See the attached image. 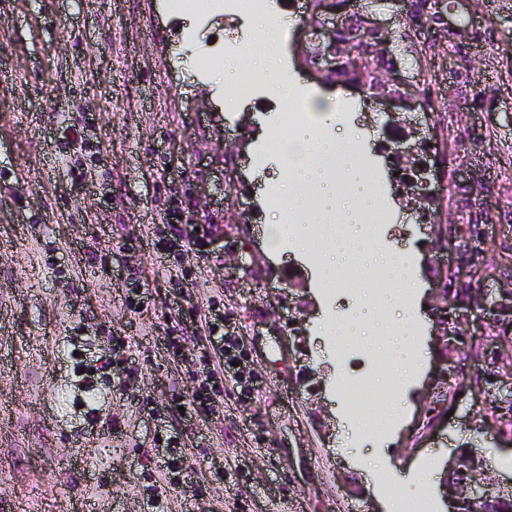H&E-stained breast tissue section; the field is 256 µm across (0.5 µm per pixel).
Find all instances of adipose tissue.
<instances>
[{
	"mask_svg": "<svg viewBox=\"0 0 512 512\" xmlns=\"http://www.w3.org/2000/svg\"><path fill=\"white\" fill-rule=\"evenodd\" d=\"M285 27L283 17L263 19V44L240 45V58L254 72L269 75L263 57L283 53ZM313 110V122L298 125L279 146L288 160V182L277 188L275 195L288 221L269 225L268 236L274 242L288 234L303 237L308 225L336 217L351 225L352 233L319 254L315 268L317 280L326 285L335 284L339 273L355 258L359 261L360 271L378 270L385 281L383 289L374 294L373 305L380 308L401 306L403 289L414 284L408 256L402 252L374 249L363 222L365 215L380 210L378 183L366 160L350 149L347 139L325 131L330 106L317 104Z\"/></svg>",
	"mask_w": 512,
	"mask_h": 512,
	"instance_id": "obj_1",
	"label": "adipose tissue"
}]
</instances>
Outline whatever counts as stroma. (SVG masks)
<instances>
[{
    "mask_svg": "<svg viewBox=\"0 0 512 512\" xmlns=\"http://www.w3.org/2000/svg\"><path fill=\"white\" fill-rule=\"evenodd\" d=\"M312 9H279L297 18L281 74L335 100L328 131L358 132L382 189L384 221L365 219L379 228L372 243L405 252L416 282L407 308L386 314L368 307L380 273L353 292L322 288L315 255L295 237L269 247L265 229L281 220L270 199L287 168L259 130L290 121L262 110L270 82L242 95L211 87L242 38L261 30L177 14L168 0H0V512H64L80 499L94 512H142L148 485L164 478L157 413L190 398L214 358L192 339L178 357L165 346L180 315L196 312L229 321L254 385L221 379L215 410L187 422L191 481L172 482L165 512H394L392 486L449 512L432 467L461 448L483 458L490 484L512 479V450L467 417L473 398L410 443L435 367L429 224L484 228L472 288L492 302L512 289V0H448L444 38L381 11L418 101L391 117L298 57ZM204 50L215 54L205 72ZM399 129L432 147L429 210L392 186L383 153L407 148ZM170 224L183 237L160 259L150 242ZM200 233L204 248L188 249ZM290 266L292 282L279 275ZM137 289L141 306L128 308ZM365 309L369 321L357 323ZM386 316L413 339L407 398L392 396V362L355 399L340 349L379 359ZM116 335L133 378L106 366ZM75 349L100 367L94 426L77 405ZM302 356L321 393L303 384Z\"/></svg>",
    "mask_w": 512,
    "mask_h": 512,
    "instance_id": "35a3bbf8",
    "label": "stroma"
}]
</instances>
